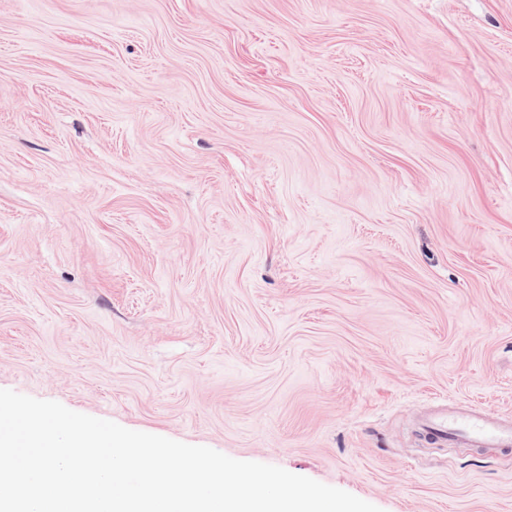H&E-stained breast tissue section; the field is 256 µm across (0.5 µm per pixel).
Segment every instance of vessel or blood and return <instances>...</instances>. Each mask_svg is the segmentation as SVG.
Wrapping results in <instances>:
<instances>
[{
    "mask_svg": "<svg viewBox=\"0 0 512 512\" xmlns=\"http://www.w3.org/2000/svg\"><path fill=\"white\" fill-rule=\"evenodd\" d=\"M432 442L448 445L465 441L474 448L512 447V423L503 424L473 411L455 415L437 413L421 422Z\"/></svg>",
    "mask_w": 512,
    "mask_h": 512,
    "instance_id": "b4317fda",
    "label": "vessel or blood"
}]
</instances>
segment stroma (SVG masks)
Masks as SVG:
<instances>
[{"instance_id": "obj_1", "label": "stroma", "mask_w": 512, "mask_h": 512, "mask_svg": "<svg viewBox=\"0 0 512 512\" xmlns=\"http://www.w3.org/2000/svg\"><path fill=\"white\" fill-rule=\"evenodd\" d=\"M0 389L512 512V0H0ZM421 429L431 434L432 442L445 447L461 440L472 448L512 447V422L502 424L475 411L455 415L436 413L421 421Z\"/></svg>"}]
</instances>
